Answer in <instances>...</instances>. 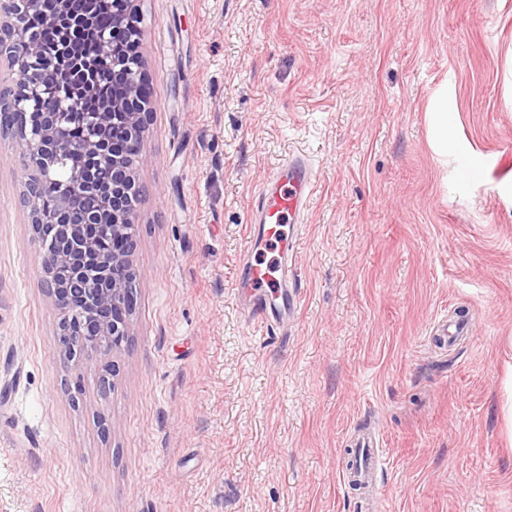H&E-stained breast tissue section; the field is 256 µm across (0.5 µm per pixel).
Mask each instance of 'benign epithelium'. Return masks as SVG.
<instances>
[{
    "mask_svg": "<svg viewBox=\"0 0 512 512\" xmlns=\"http://www.w3.org/2000/svg\"><path fill=\"white\" fill-rule=\"evenodd\" d=\"M7 19H0V56L25 86L22 96L12 88L0 89V119L19 111L34 120L17 146L25 162L23 203L29 209L33 240L38 245L41 269L59 319L60 349L74 362L84 358L110 357L117 371L118 357L128 345L136 297L129 288L132 274L138 201L135 173L144 162L140 140L149 114L146 81L138 53L121 57L112 44L119 36L138 42L140 12L136 0H110L112 25L96 33L99 54L94 82L116 89L112 109L125 116L123 126L108 131L106 113H86V135H70L71 114L79 103L67 88L55 86L46 92L54 60L40 51L39 30L30 27L31 16L41 12L42 0H8ZM53 15L70 38L79 39L90 25L87 17L73 15L68 0H57ZM22 41L27 55L17 57L12 43ZM90 159L91 167L71 171L68 179L57 177L61 164L71 155ZM112 174V184L103 186L97 176ZM47 191L57 197L58 208L47 217L39 197Z\"/></svg>",
    "mask_w": 512,
    "mask_h": 512,
    "instance_id": "1",
    "label": "benign epithelium"
}]
</instances>
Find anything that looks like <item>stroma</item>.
<instances>
[{
  "label": "stroma",
  "instance_id": "obj_1",
  "mask_svg": "<svg viewBox=\"0 0 512 512\" xmlns=\"http://www.w3.org/2000/svg\"><path fill=\"white\" fill-rule=\"evenodd\" d=\"M133 336L65 362L0 136V512H512V0H142ZM447 95L448 151L431 113ZM300 300L234 284L287 155ZM481 167V175L465 176ZM464 313L468 338L435 339ZM355 445L357 448H360L359 470L358 473L355 474L349 471L344 479L349 485L355 479L366 482L367 491L371 500L375 487L376 474L382 465V459L378 452L379 442L375 436L358 434Z\"/></svg>",
  "mask_w": 512,
  "mask_h": 512
}]
</instances>
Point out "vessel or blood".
<instances>
[{"mask_svg":"<svg viewBox=\"0 0 512 512\" xmlns=\"http://www.w3.org/2000/svg\"><path fill=\"white\" fill-rule=\"evenodd\" d=\"M315 186L312 163L302 155L285 158L273 171L258 193L251 210L247 254L241 261L242 275L237 291L251 319L261 327H268L277 315L270 296L280 297L283 308L297 305L296 284L299 272L292 252L286 242L295 237L289 221H301L309 210ZM279 243L277 256L267 264L253 262L252 256L266 250L268 245ZM271 287L272 295L262 294V287ZM359 470L346 474V481L360 480L374 486L376 474L382 465L375 436L359 435Z\"/></svg>","mask_w":512,"mask_h":512,"instance_id":"vessel-or-blood-1","label":"vessel or blood"}]
</instances>
